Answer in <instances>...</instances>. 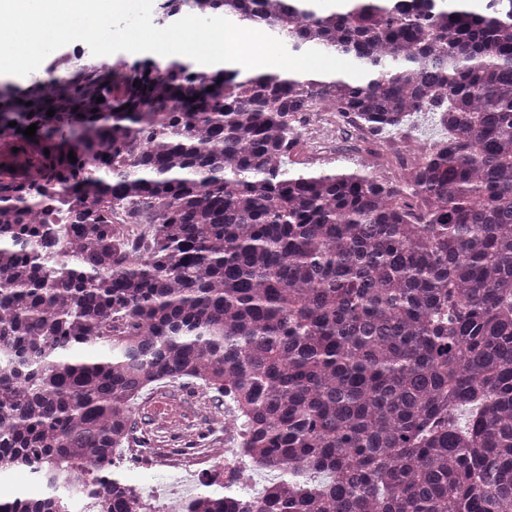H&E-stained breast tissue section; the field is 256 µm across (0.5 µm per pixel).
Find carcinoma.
Returning <instances> with one entry per match:
<instances>
[{
  "mask_svg": "<svg viewBox=\"0 0 512 512\" xmlns=\"http://www.w3.org/2000/svg\"><path fill=\"white\" fill-rule=\"evenodd\" d=\"M318 2L166 8L364 76L142 57L0 81V475L47 489L0 512H140L112 454L142 392L182 378L232 395L280 470L251 512H512V0ZM321 104L377 135L430 112L448 136L398 186L294 168ZM59 184L79 200L63 247Z\"/></svg>",
  "mask_w": 512,
  "mask_h": 512,
  "instance_id": "carcinoma-1",
  "label": "carcinoma"
}]
</instances>
